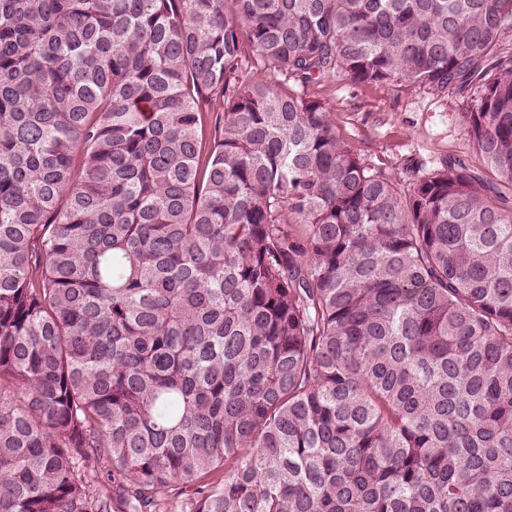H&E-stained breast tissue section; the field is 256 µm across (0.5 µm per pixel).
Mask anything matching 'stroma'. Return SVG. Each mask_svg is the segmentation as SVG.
<instances>
[{
    "instance_id": "stroma-1",
    "label": "stroma",
    "mask_w": 512,
    "mask_h": 512,
    "mask_svg": "<svg viewBox=\"0 0 512 512\" xmlns=\"http://www.w3.org/2000/svg\"><path fill=\"white\" fill-rule=\"evenodd\" d=\"M308 92L331 107L339 135L364 163L385 170L402 189L413 185L412 164H419L424 176L446 157L479 163L461 117L469 94L439 96L425 87L394 83L354 85L339 76L311 85Z\"/></svg>"
}]
</instances>
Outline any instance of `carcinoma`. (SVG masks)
Masks as SVG:
<instances>
[{"label": "carcinoma", "instance_id": "1", "mask_svg": "<svg viewBox=\"0 0 512 512\" xmlns=\"http://www.w3.org/2000/svg\"><path fill=\"white\" fill-rule=\"evenodd\" d=\"M511 33L512 0H0V512H512ZM337 75L473 92L483 170L402 192L306 92Z\"/></svg>", "mask_w": 512, "mask_h": 512}]
</instances>
